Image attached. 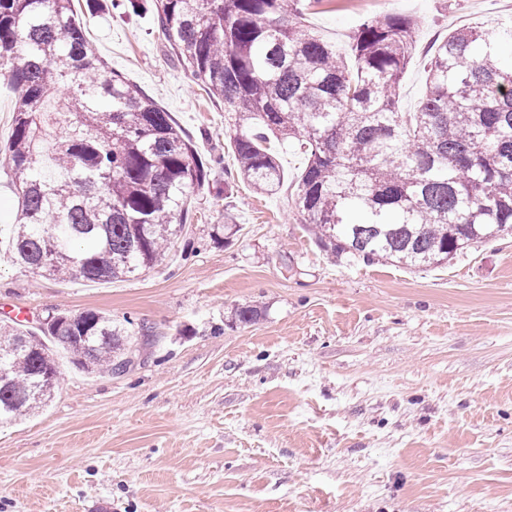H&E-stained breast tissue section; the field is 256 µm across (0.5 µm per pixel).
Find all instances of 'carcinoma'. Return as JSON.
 <instances>
[{
    "mask_svg": "<svg viewBox=\"0 0 512 512\" xmlns=\"http://www.w3.org/2000/svg\"><path fill=\"white\" fill-rule=\"evenodd\" d=\"M312 0H111L151 12L192 76L224 103L236 174L263 194L284 183L270 138L306 155L295 208L324 252L366 263L441 265L512 230V17L462 26L429 49L417 111L399 106L417 21L369 17L351 61L301 20ZM0 75L18 91L0 147L21 204L0 238L46 277L113 282L161 263L211 167L169 113L113 73L86 37L74 0H0ZM263 311L236 309L248 325ZM42 330L90 373L126 366L129 329L93 311ZM24 341L25 348L15 344ZM0 424L51 400V349L0 323Z\"/></svg>",
    "mask_w": 512,
    "mask_h": 512,
    "instance_id": "carcinoma-1",
    "label": "carcinoma"
}]
</instances>
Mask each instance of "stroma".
I'll return each mask as SVG.
<instances>
[{"label":"stroma","instance_id":"1","mask_svg":"<svg viewBox=\"0 0 512 512\" xmlns=\"http://www.w3.org/2000/svg\"><path fill=\"white\" fill-rule=\"evenodd\" d=\"M505 2L321 0L305 23L344 50L365 18L415 17L411 112L428 48ZM75 7L99 56L214 165L149 272L62 282L0 258L2 321L36 333L49 314L94 310L151 329L131 336L123 372L66 366L47 407L0 426V512H86L101 497L115 512H512V237L431 268L327 255L294 208L296 145L271 143L280 193L225 190L224 105L151 15ZM243 305L265 314L236 325Z\"/></svg>","mask_w":512,"mask_h":512}]
</instances>
